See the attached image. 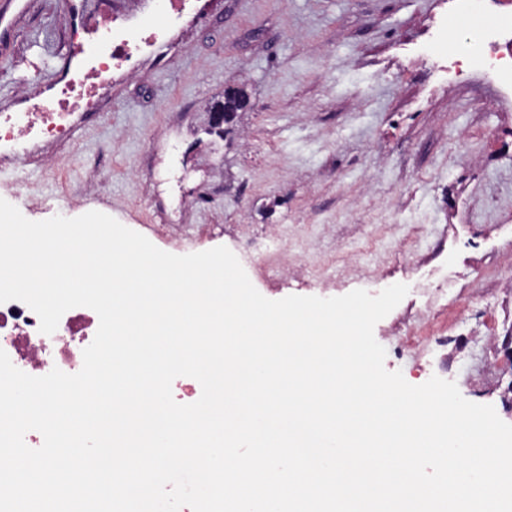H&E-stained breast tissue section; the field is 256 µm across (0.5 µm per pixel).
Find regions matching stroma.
<instances>
[{"label":"stroma","instance_id":"1","mask_svg":"<svg viewBox=\"0 0 512 512\" xmlns=\"http://www.w3.org/2000/svg\"><path fill=\"white\" fill-rule=\"evenodd\" d=\"M71 0L11 7L0 112L48 97L68 69ZM156 19V0H84ZM455 0H204L132 76L115 78L54 169L0 167L33 221L96 210L175 253L228 247L264 297L408 285L374 328L387 370L455 382L512 424V97L479 64L448 82L436 32ZM248 101L210 130L230 90ZM99 193L86 196L89 174ZM276 233L281 261L245 256Z\"/></svg>","mask_w":512,"mask_h":512}]
</instances>
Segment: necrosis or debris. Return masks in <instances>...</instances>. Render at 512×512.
Segmentation results:
<instances>
[{"instance_id":"1","label":"necrosis or debris","mask_w":512,"mask_h":512,"mask_svg":"<svg viewBox=\"0 0 512 512\" xmlns=\"http://www.w3.org/2000/svg\"><path fill=\"white\" fill-rule=\"evenodd\" d=\"M460 13L471 17L478 29L475 38L458 45L461 54L476 60L502 90L512 93V62L503 50L512 47V23L486 25L480 0H458ZM97 29L106 34L95 52V64H87L79 29H71L75 64L54 99L31 112L0 113V163L15 165L40 156L42 148L71 139L81 110H93L95 95L113 72L123 70L134 52L154 47L159 38L155 29L134 28L103 16ZM99 326L97 314L87 307L68 310L57 330L50 335L39 330V318L25 303H0V349L15 367L32 376L52 369L74 374L83 365V350L93 340Z\"/></svg>"}]
</instances>
